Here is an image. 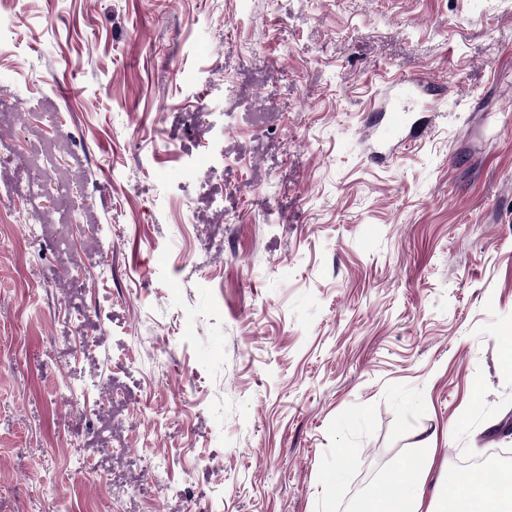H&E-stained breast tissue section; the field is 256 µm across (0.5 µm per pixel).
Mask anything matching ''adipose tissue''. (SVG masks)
Returning <instances> with one entry per match:
<instances>
[{"instance_id": "1", "label": "adipose tissue", "mask_w": 512, "mask_h": 512, "mask_svg": "<svg viewBox=\"0 0 512 512\" xmlns=\"http://www.w3.org/2000/svg\"><path fill=\"white\" fill-rule=\"evenodd\" d=\"M418 465L406 464L394 471L376 495L374 512H498L504 501H512V491L471 482L467 477L449 481L444 493H427L435 450L419 445Z\"/></svg>"}]
</instances>
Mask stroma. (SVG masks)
I'll return each instance as SVG.
<instances>
[{
	"instance_id": "stroma-1",
	"label": "stroma",
	"mask_w": 512,
	"mask_h": 512,
	"mask_svg": "<svg viewBox=\"0 0 512 512\" xmlns=\"http://www.w3.org/2000/svg\"><path fill=\"white\" fill-rule=\"evenodd\" d=\"M0 41V512H354L422 439L512 449V0H0ZM385 75L450 91L377 165Z\"/></svg>"
}]
</instances>
